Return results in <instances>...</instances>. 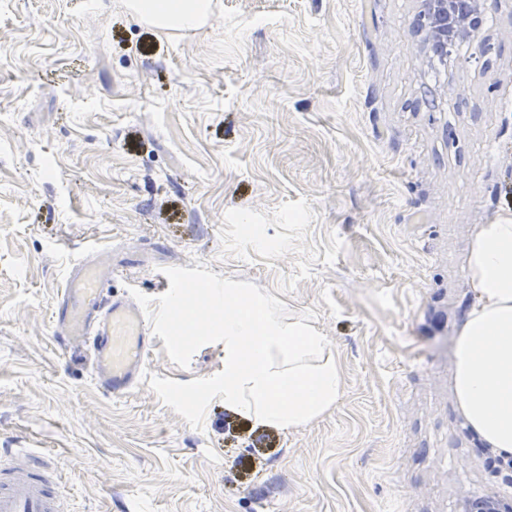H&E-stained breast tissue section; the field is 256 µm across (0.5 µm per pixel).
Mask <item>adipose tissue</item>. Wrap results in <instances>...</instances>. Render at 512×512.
<instances>
[{
  "instance_id": "obj_1",
  "label": "adipose tissue",
  "mask_w": 512,
  "mask_h": 512,
  "mask_svg": "<svg viewBox=\"0 0 512 512\" xmlns=\"http://www.w3.org/2000/svg\"><path fill=\"white\" fill-rule=\"evenodd\" d=\"M158 32L198 29L212 0H124ZM476 302L455 345L454 387L474 431L512 454V217L476 225L467 261ZM224 406L261 427L292 431L335 407L343 380L326 337L249 311L225 289Z\"/></svg>"
}]
</instances>
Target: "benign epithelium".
Returning a JSON list of instances; mask_svg holds the SVG:
<instances>
[{
    "mask_svg": "<svg viewBox=\"0 0 512 512\" xmlns=\"http://www.w3.org/2000/svg\"><path fill=\"white\" fill-rule=\"evenodd\" d=\"M486 8L485 0H423L421 26L440 62L448 63L458 42L477 37ZM466 512H512V500L488 495L468 501Z\"/></svg>",
    "mask_w": 512,
    "mask_h": 512,
    "instance_id": "obj_1",
    "label": "benign epithelium"
}]
</instances>
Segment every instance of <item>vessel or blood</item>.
I'll return each mask as SVG.
<instances>
[{"mask_svg":"<svg viewBox=\"0 0 512 512\" xmlns=\"http://www.w3.org/2000/svg\"><path fill=\"white\" fill-rule=\"evenodd\" d=\"M121 275L107 246L74 262L53 316L57 346L88 351L98 388L113 398L138 389L154 334L137 292L105 296ZM7 455L8 465L0 467V512H69L61 473L44 449L11 448Z\"/></svg>","mask_w":512,"mask_h":512,"instance_id":"1","label":"vessel or blood"}]
</instances>
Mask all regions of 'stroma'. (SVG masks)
Returning a JSON list of instances; mask_svg holds the SVG:
<instances>
[{"mask_svg":"<svg viewBox=\"0 0 512 512\" xmlns=\"http://www.w3.org/2000/svg\"><path fill=\"white\" fill-rule=\"evenodd\" d=\"M421 9L214 0L204 27L164 35L122 0H0V448L40 439L71 512L512 497L453 386L474 227L512 213V0L444 68ZM109 243L115 291L153 320L157 275L181 269L189 305L234 288L327 336L336 406L252 426L224 407L223 342L162 331L140 389L104 396L52 313L70 265Z\"/></svg>","mask_w":512,"mask_h":512,"instance_id":"1","label":"stroma"}]
</instances>
